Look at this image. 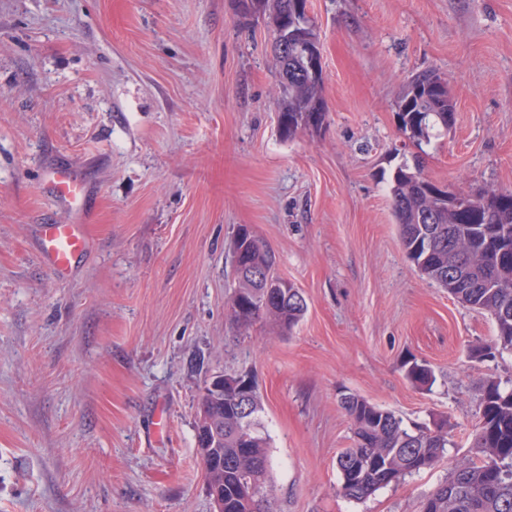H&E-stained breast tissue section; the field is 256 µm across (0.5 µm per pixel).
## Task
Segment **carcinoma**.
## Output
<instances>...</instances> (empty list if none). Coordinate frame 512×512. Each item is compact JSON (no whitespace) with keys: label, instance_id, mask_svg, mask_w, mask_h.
Segmentation results:
<instances>
[{"label":"carcinoma","instance_id":"1","mask_svg":"<svg viewBox=\"0 0 512 512\" xmlns=\"http://www.w3.org/2000/svg\"><path fill=\"white\" fill-rule=\"evenodd\" d=\"M246 13L268 15L272 27L292 19L295 0H240ZM277 78L283 98L278 126L285 139L302 131L317 132L327 111L323 82L310 78L297 48H274ZM456 103L441 76L433 70L411 76L398 102L400 130L417 148L448 132V115ZM423 174L421 155L413 165H398L388 183L392 214L398 224L407 258L420 275L448 289V294L473 310L489 315L495 335L489 344L469 347L468 356L481 361L486 355L512 352V190L482 189L476 192L444 190ZM495 200L486 214L482 202ZM231 263L245 271L269 270L271 283L280 277L276 255L253 232L240 228ZM234 291L228 302L231 324L246 331L254 324L272 321L292 330L303 318V296L285 290L280 300L264 301L263 286L247 276L233 275ZM406 377L429 387L432 370L416 361L405 364ZM352 421L351 445L336 458L342 494L356 501L377 490L398 484L407 476L433 467L448 447L447 423L434 428L403 425L393 412L353 394L341 398ZM263 411L258 390L247 402L235 401L232 387L213 390L205 386L200 395L196 427L218 430L217 453L224 464L205 469L210 494L222 496L224 512H270L274 485L269 455V436L261 422ZM480 421L471 443V455L461 459L447 481L423 504V512H512V387L490 378L485 381L479 406ZM251 437L243 439L244 430Z\"/></svg>","mask_w":512,"mask_h":512}]
</instances>
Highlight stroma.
Wrapping results in <instances>:
<instances>
[{"label":"stroma","instance_id":"stroma-1","mask_svg":"<svg viewBox=\"0 0 512 512\" xmlns=\"http://www.w3.org/2000/svg\"><path fill=\"white\" fill-rule=\"evenodd\" d=\"M327 123L290 140L273 33L238 0H0V512H214L195 441L216 374L263 404L273 512H422L469 451L489 315L423 279L388 198L391 171L512 190V0H309ZM434 69L456 123L417 150L400 131L408 77ZM86 190L88 247L43 265L70 218L48 189ZM248 227L308 310L292 331H232L230 246ZM427 363L432 386L410 382ZM407 426L444 419L431 469L362 501L339 491L343 395Z\"/></svg>","mask_w":512,"mask_h":512}]
</instances>
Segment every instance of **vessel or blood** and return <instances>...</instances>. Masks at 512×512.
Wrapping results in <instances>:
<instances>
[{
    "mask_svg": "<svg viewBox=\"0 0 512 512\" xmlns=\"http://www.w3.org/2000/svg\"><path fill=\"white\" fill-rule=\"evenodd\" d=\"M51 191L69 206L74 215L69 223L44 225L41 236L43 263L56 275L63 276L87 244L85 226L78 220L82 212L84 186L77 177L60 173L54 176Z\"/></svg>",
    "mask_w": 512,
    "mask_h": 512,
    "instance_id": "obj_1",
    "label": "vessel or blood"
}]
</instances>
